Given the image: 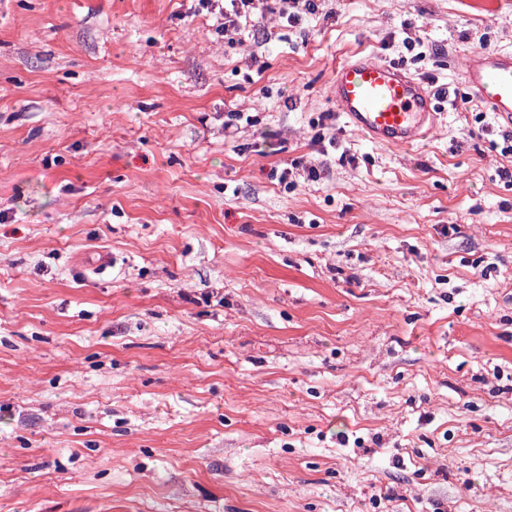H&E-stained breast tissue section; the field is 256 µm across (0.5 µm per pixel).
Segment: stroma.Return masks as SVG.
<instances>
[{
  "label": "stroma",
  "instance_id": "stroma-1",
  "mask_svg": "<svg viewBox=\"0 0 512 512\" xmlns=\"http://www.w3.org/2000/svg\"><path fill=\"white\" fill-rule=\"evenodd\" d=\"M324 8L0 0V512H512V154L460 77L512 0ZM358 51L449 88L426 141L337 112ZM230 2L232 9L224 7V40L230 43L241 42L242 36L252 33L255 36L256 19L273 13L270 2H277L275 13L286 19L288 23H298L305 16L316 15L320 12L319 0H225Z\"/></svg>",
  "mask_w": 512,
  "mask_h": 512
}]
</instances>
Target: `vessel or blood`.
Segmentation results:
<instances>
[{"mask_svg": "<svg viewBox=\"0 0 512 512\" xmlns=\"http://www.w3.org/2000/svg\"><path fill=\"white\" fill-rule=\"evenodd\" d=\"M462 80L472 98L512 126V52L469 54ZM328 94L348 124L377 145L411 146L440 117L435 90L371 54L338 65Z\"/></svg>", "mask_w": 512, "mask_h": 512, "instance_id": "obj_1", "label": "vessel or blood"}]
</instances>
